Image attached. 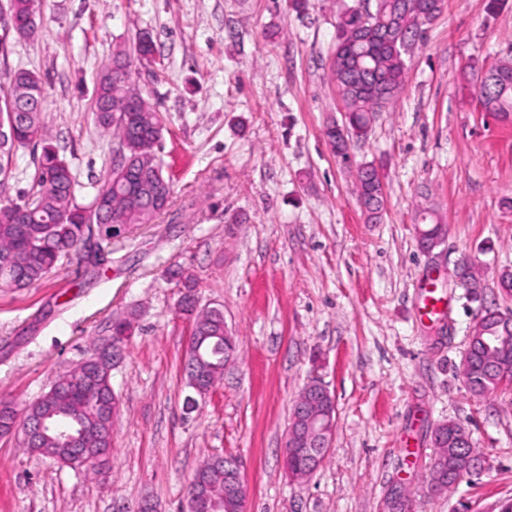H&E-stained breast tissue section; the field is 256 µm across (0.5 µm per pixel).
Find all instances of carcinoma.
<instances>
[{"label": "carcinoma", "mask_w": 512, "mask_h": 512, "mask_svg": "<svg viewBox=\"0 0 512 512\" xmlns=\"http://www.w3.org/2000/svg\"><path fill=\"white\" fill-rule=\"evenodd\" d=\"M442 0H375L371 15L364 16L358 0L346 7L336 24V43H351L353 49L342 62L343 70L334 71L336 84L347 112L346 138L367 135L375 113L384 108L403 88L406 78L404 50L401 44L364 42L368 27H392L416 38L422 31L421 13L438 14ZM6 9L19 24L18 38H30L42 23L38 0H7ZM156 54L153 39L140 35L133 50L119 49L112 62L96 78L93 115L106 134L119 139L124 155L131 160L139 179L127 185L121 181V165L106 172L101 185L87 203L78 201L79 184L72 168L50 142L44 121V88L41 77L31 71L15 70L0 80V126L8 125L13 111L27 98H33L32 111L16 127L10 139H0V195L12 178L13 156L21 149L40 150L36 156V177L30 190L17 201L0 202V253L14 259L10 269L0 270V287L24 289L47 278L60 264L72 257L87 258L76 245L85 224H150L157 206L150 199L153 188L172 194L164 176L156 148L162 137L163 120L132 80L133 62L153 63ZM495 72L508 90L491 87L485 96L486 111L497 116L512 114V59L503 61ZM103 193L109 207L93 206ZM192 301L184 313L192 321L191 344L202 346L203 362L199 370L202 387L215 386L224 376V319L195 307ZM512 373V343L509 347L487 351L480 342L468 338L462 368L467 391L477 399L493 395L500 386L501 366ZM30 423L44 420L49 430L43 440L27 442L32 451L70 466L72 450L57 440V434L83 424L93 436V447L112 448V381L108 373L92 371L79 375L68 384L55 383L37 401L23 411ZM464 426L455 421L444 423L434 437L435 457L430 479L459 473L463 463L457 453L461 442L457 434ZM193 478L204 487L208 498L224 512V467L206 460Z\"/></svg>", "instance_id": "carcinoma-1"}]
</instances>
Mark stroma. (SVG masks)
I'll list each match as a JSON object with an SVG mask.
<instances>
[{
  "label": "stroma",
  "mask_w": 512,
  "mask_h": 512,
  "mask_svg": "<svg viewBox=\"0 0 512 512\" xmlns=\"http://www.w3.org/2000/svg\"><path fill=\"white\" fill-rule=\"evenodd\" d=\"M349 0H43L44 21L13 41L0 73L35 72L51 141L89 202L118 143L93 119L96 77L146 32L153 71L132 79L166 120L157 148L173 193L150 224L31 287L0 288V400L24 410L106 336L134 333L112 369L120 414L106 474L76 472L0 435V512H185L186 487L215 455L235 457L245 512H497L512 499V383L467 393L466 340L487 308L512 312V123L470 85L512 51V0H443L405 54L406 83L368 135L337 158L324 130L344 119L332 77L336 22ZM383 176L368 222L359 166ZM445 225L433 252L423 221ZM475 258L480 283L450 273ZM203 307L223 309L237 358L195 411L183 361L189 324L178 273ZM450 301L420 317L423 287ZM336 403V429L308 479L286 475L284 439L311 377ZM455 420L482 457L478 475L431 492L433 433Z\"/></svg>",
  "instance_id": "35a3bbf8"
}]
</instances>
